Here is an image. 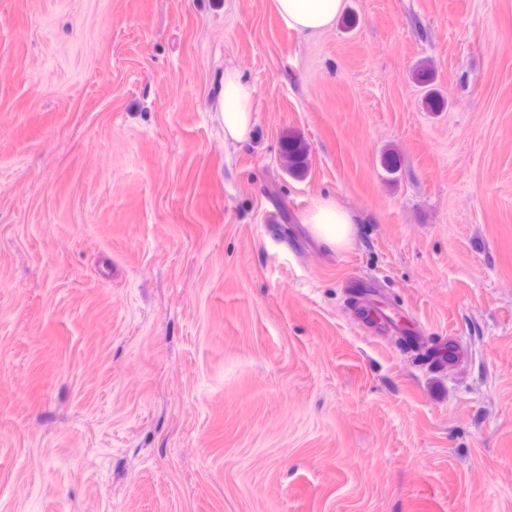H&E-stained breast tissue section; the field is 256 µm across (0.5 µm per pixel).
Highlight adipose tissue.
Segmentation results:
<instances>
[{
    "mask_svg": "<svg viewBox=\"0 0 512 512\" xmlns=\"http://www.w3.org/2000/svg\"><path fill=\"white\" fill-rule=\"evenodd\" d=\"M343 0H273L283 23L301 35L324 31L334 24ZM255 87L242 73L225 70L215 92V110L224 126V138L246 142L251 133ZM321 242L331 248H346L353 242L356 217L334 198L317 199L303 218Z\"/></svg>",
    "mask_w": 512,
    "mask_h": 512,
    "instance_id": "1",
    "label": "adipose tissue"
}]
</instances>
